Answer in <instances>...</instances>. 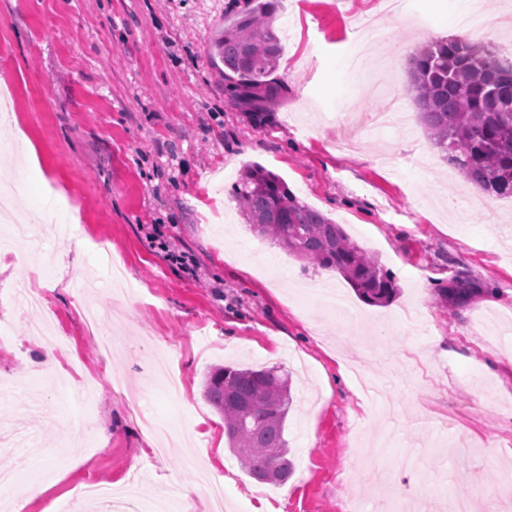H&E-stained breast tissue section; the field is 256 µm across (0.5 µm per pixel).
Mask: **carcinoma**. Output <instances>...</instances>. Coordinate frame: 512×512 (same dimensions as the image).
Returning a JSON list of instances; mask_svg holds the SVG:
<instances>
[{"label":"carcinoma","mask_w":512,"mask_h":512,"mask_svg":"<svg viewBox=\"0 0 512 512\" xmlns=\"http://www.w3.org/2000/svg\"><path fill=\"white\" fill-rule=\"evenodd\" d=\"M276 9L277 0H248L211 39L227 93L248 109H262L282 93L271 79L282 54ZM409 75V93L443 159L482 192L512 196V61L485 44L444 38L411 57ZM232 197L252 231L314 267L338 272L362 301L383 304L396 296L390 274L274 172L246 166ZM279 371L215 366L203 390L224 416L230 450L245 471L277 485L293 473L285 438L292 398L289 377Z\"/></svg>","instance_id":"1"}]
</instances>
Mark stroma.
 <instances>
[{
  "instance_id": "obj_1",
  "label": "stroma",
  "mask_w": 512,
  "mask_h": 512,
  "mask_svg": "<svg viewBox=\"0 0 512 512\" xmlns=\"http://www.w3.org/2000/svg\"><path fill=\"white\" fill-rule=\"evenodd\" d=\"M280 0L275 80L282 97L259 118L224 92L209 39L242 0H0V84L20 93L0 120L4 165L27 191L21 216L40 253H0V295L26 279L42 307L0 303V475L40 494L21 512H79L86 480L138 473L139 512L177 486L170 512H212L205 474L181 449L152 454L129 403L186 430L224 480L227 512H448L451 500L497 490L512 512V197H474L419 120L410 46L459 36L512 54V28L488 36L459 0ZM391 69L408 121L359 152L338 146L344 117L371 123L368 79ZM281 176L342 224L398 287L362 302L335 271L251 233L230 192L244 165ZM53 210H44V202ZM172 243L191 259L169 262ZM106 249L137 287L113 295L94 255ZM472 284L456 296L454 277ZM106 311L88 327V307ZM52 317L66 353L54 371L30 327ZM122 339L104 352L105 336ZM166 354L184 380L171 399L151 372ZM290 370L285 437L294 473L259 483L231 453L223 417L203 397L207 370ZM90 391V403L74 401Z\"/></svg>"
}]
</instances>
